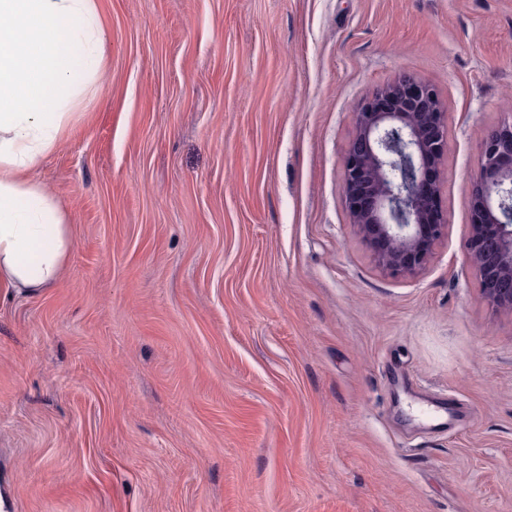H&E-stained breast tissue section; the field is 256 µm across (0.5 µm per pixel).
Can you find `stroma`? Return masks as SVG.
Masks as SVG:
<instances>
[{
	"label": "stroma",
	"instance_id": "stroma-1",
	"mask_svg": "<svg viewBox=\"0 0 512 512\" xmlns=\"http://www.w3.org/2000/svg\"><path fill=\"white\" fill-rule=\"evenodd\" d=\"M34 177L61 278L0 291V512H512V314L468 259L512 120V0H98ZM437 92L448 235L417 278L350 224L353 109Z\"/></svg>",
	"mask_w": 512,
	"mask_h": 512
}]
</instances>
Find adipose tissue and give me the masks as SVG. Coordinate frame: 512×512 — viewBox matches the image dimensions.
I'll list each match as a JSON object with an SVG mask.
<instances>
[{
	"label": "adipose tissue",
	"instance_id": "obj_1",
	"mask_svg": "<svg viewBox=\"0 0 512 512\" xmlns=\"http://www.w3.org/2000/svg\"><path fill=\"white\" fill-rule=\"evenodd\" d=\"M103 43L95 0H0V288L34 292L63 272L67 216L31 172L82 102L74 62Z\"/></svg>",
	"mask_w": 512,
	"mask_h": 512
}]
</instances>
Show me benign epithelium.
Wrapping results in <instances>:
<instances>
[{
    "label": "benign epithelium",
    "mask_w": 512,
    "mask_h": 512,
    "mask_svg": "<svg viewBox=\"0 0 512 512\" xmlns=\"http://www.w3.org/2000/svg\"><path fill=\"white\" fill-rule=\"evenodd\" d=\"M351 113L355 128L345 158L350 224L383 272L415 278L448 235L438 187L428 172L448 149L447 113L435 89L403 74ZM469 261L488 305L512 311V123L487 132L471 197Z\"/></svg>",
    "instance_id": "obj_1"
}]
</instances>
